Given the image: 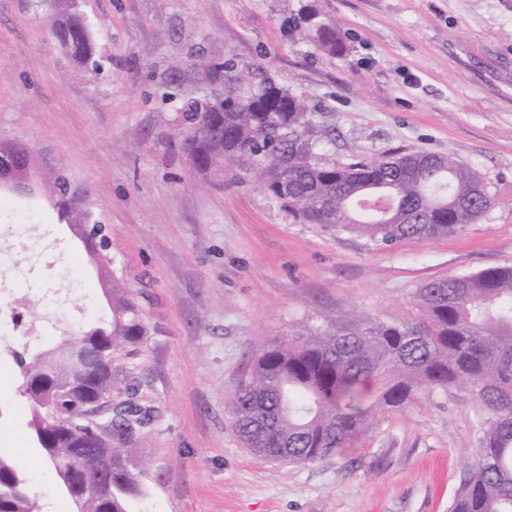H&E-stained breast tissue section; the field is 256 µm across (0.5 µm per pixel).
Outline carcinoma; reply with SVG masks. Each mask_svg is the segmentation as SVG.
<instances>
[{
    "instance_id": "1",
    "label": "carcinoma",
    "mask_w": 512,
    "mask_h": 512,
    "mask_svg": "<svg viewBox=\"0 0 512 512\" xmlns=\"http://www.w3.org/2000/svg\"><path fill=\"white\" fill-rule=\"evenodd\" d=\"M53 29L77 64L94 54L92 32L77 0H54ZM302 24L332 55L345 48L335 22L308 16ZM180 146L205 170L224 162L257 166L266 190L305 224L355 230L375 242L448 236L474 223L492 200L481 177L452 154L414 152L379 162L338 165L318 156L330 131L316 123L307 101L273 80L231 94L222 112L193 102L182 113ZM42 187L55 197L59 222L79 229L102 268L112 320L78 337L97 365L57 387L52 355L15 354L30 403L31 448L49 461L68 499L84 512H141L144 465L133 453L145 414L137 388L114 353L143 343L147 330L130 288L112 273V239L89 213L67 205L64 185L49 172ZM418 322H381L353 315L264 347L230 402L244 447L288 448L295 462L348 453L381 412L410 405L423 389L453 386L475 393L491 417L449 512H512V266L431 281L419 289ZM121 391L112 435L87 418V403ZM110 458L105 488L84 496L95 458ZM0 512H45L19 463L0 455Z\"/></svg>"
}]
</instances>
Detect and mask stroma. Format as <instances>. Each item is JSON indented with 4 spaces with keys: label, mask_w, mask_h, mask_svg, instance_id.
I'll return each mask as SVG.
<instances>
[{
    "label": "stroma",
    "mask_w": 512,
    "mask_h": 512,
    "mask_svg": "<svg viewBox=\"0 0 512 512\" xmlns=\"http://www.w3.org/2000/svg\"><path fill=\"white\" fill-rule=\"evenodd\" d=\"M103 70L57 46L47 0H0V138L36 167L88 186L132 289L144 342L116 354L151 418L134 447L143 512H448L465 447L489 415L469 393L420 391L380 414L342 457L270 461L246 451L225 402L261 347L355 314L418 316L423 284L512 266V0H79ZM307 9L337 20L347 51L295 32ZM269 76L304 97L331 139L324 160L453 154L495 203L439 238L376 244L302 224L236 166L201 172L180 152L187 103L220 94L214 66ZM0 454L22 462L48 512H72L27 442L14 352L80 336L111 317L95 266L42 195L0 192Z\"/></svg>",
    "instance_id": "1"
}]
</instances>
